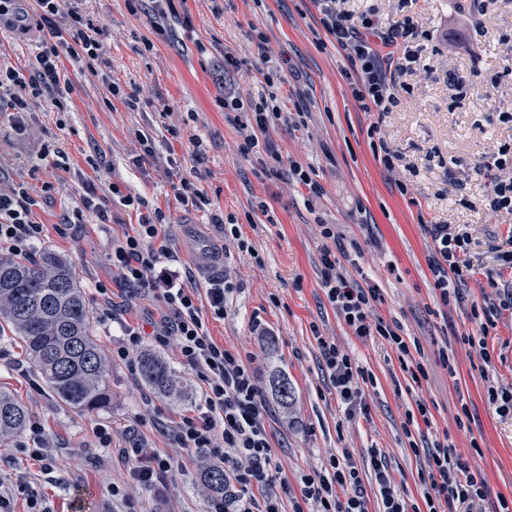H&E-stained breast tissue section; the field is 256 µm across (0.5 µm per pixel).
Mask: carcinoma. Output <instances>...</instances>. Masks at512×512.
Wrapping results in <instances>:
<instances>
[{"mask_svg": "<svg viewBox=\"0 0 512 512\" xmlns=\"http://www.w3.org/2000/svg\"><path fill=\"white\" fill-rule=\"evenodd\" d=\"M0 330L22 339L29 363L61 405L77 412L107 406L109 364L76 266L66 255L44 248L36 258H0ZM139 374L161 395H182L175 373L158 356H144ZM271 384L283 403L292 399L287 377L276 374ZM28 419L26 408L0 390V444L20 434Z\"/></svg>", "mask_w": 512, "mask_h": 512, "instance_id": "carcinoma-1", "label": "carcinoma"}]
</instances>
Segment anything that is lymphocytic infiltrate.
<instances>
[{
	"label": "lymphocytic infiltrate",
	"mask_w": 512,
	"mask_h": 512,
	"mask_svg": "<svg viewBox=\"0 0 512 512\" xmlns=\"http://www.w3.org/2000/svg\"><path fill=\"white\" fill-rule=\"evenodd\" d=\"M37 2L43 21L63 42L43 51L37 71L27 77L0 62V103L13 108L24 106L26 97H51L58 92L60 51L89 63L100 58L98 30L85 23L77 10L60 12L59 0ZM336 2L317 0L320 23L330 44L344 51L356 76L352 84L355 100L366 112L391 111L396 104L391 91L395 74L416 57L413 46L419 38L417 28L407 20L384 30L373 19L358 20L338 10ZM218 103L233 111L232 121L239 126L243 138V153H250L258 144H270L269 130L278 112L267 101L255 104L248 119L238 115L234 100L224 96ZM490 166L498 175L486 197V208L494 215L512 214V146H501ZM34 205L23 185L0 189V256L31 254L43 233L42 225L33 219ZM427 231L432 246L426 263L437 304L444 311L465 300L462 285L464 273L470 268V239L445 224L428 225ZM321 235L324 292L337 316L354 336H374L384 341L413 382L427 379L428 370L417 358L418 341L404 336L398 323L375 315L380 300L377 289L363 287L351 279L346 267L351 257L338 226L323 225ZM157 237L156 222L145 216L134 233L112 244L109 260L118 277L132 287L151 285L167 313L152 333H144L139 326L118 321L111 290L99 288L103 301L101 320L119 322L121 330L107 357L132 370L145 339L161 345L174 344L180 363L202 381L204 400L182 416L177 427L178 452L163 454L139 444L119 449V458L129 464L130 475L141 492L154 493L170 473L181 468L183 454L199 451L204 464L224 470V493L210 497L209 512H410L409 495L391 478L387 453L381 448L368 449L362 468L349 456L333 454L319 470L300 474L296 485L281 478V464L267 430L270 404L255 369L239 352L216 343L208 334L197 294L184 285L186 271L173 266L170 248L157 244ZM505 269L512 271V237L498 254L497 268L486 274L497 294L472 305L475 330L462 338L486 362L491 359L487 345L490 330L495 329L502 311H512V289L499 286ZM317 341L345 416L354 418L364 407L365 389L373 378L335 339L321 335ZM15 446L41 468L52 469L54 441L39 420H30ZM422 451L421 486L428 512H487L488 484L480 469L465 461L446 440L433 441ZM364 468L375 479V499L371 502L362 489L360 471Z\"/></svg>",
	"instance_id": "lymphocytic-infiltrate-1"
}]
</instances>
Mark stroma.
I'll list each match as a JSON object with an SVG mask.
<instances>
[{
    "label": "stroma",
    "mask_w": 512,
    "mask_h": 512,
    "mask_svg": "<svg viewBox=\"0 0 512 512\" xmlns=\"http://www.w3.org/2000/svg\"><path fill=\"white\" fill-rule=\"evenodd\" d=\"M78 6L99 31L102 62L61 55L60 104L28 100L24 111L0 108V183L24 185L36 199L34 219L44 224L40 247L74 261L91 308H98L99 284L129 323L160 315L162 305L148 289L125 286L112 271L113 241L138 224L112 186L143 198L164 219L159 236L178 266L190 270L198 304L213 276L235 290L224 317L209 320L210 336L237 350L255 368L263 389L273 375H285L293 389L289 404L271 398V444L289 483L321 467L330 454L349 453L363 462L369 448L389 455L390 473L419 512L421 462L410 442H433L450 434L466 451L478 441L482 454L472 465L484 474L490 501L512 497V414L489 404L479 376L487 367L500 384L512 386V313L503 312L488 337L490 364L467 346H453L456 373L437 365L446 338L474 331L468 307L447 317L433 312L432 278L426 255L432 240L425 227L448 224L469 232L473 270L465 280L469 303L492 289L483 275L495 268L499 250L512 235V217L494 219L484 207L492 171L483 163L500 146L512 145V0H341L354 16L388 28L412 20L420 32L416 58L396 77L392 111L366 112L354 99L344 72L343 51L323 44L316 0H174L171 13L156 19L150 4L130 11L128 0H62ZM26 30L0 26V58L23 75L38 69L52 36L36 0H25ZM458 35L449 47V35ZM230 59L224 82L214 66ZM277 79L281 117L270 129L271 149L242 154L238 128L224 118L218 96L229 94L250 111L267 94L265 75ZM461 77L462 99L448 80ZM119 94H112V87ZM134 98L128 108L125 98ZM153 143V157L141 159L140 136ZM397 155L394 169L381 161L382 147ZM281 162H274L270 151ZM298 162L322 193L309 197L290 172ZM189 176L209 200L185 208L179 180ZM407 192H400V185ZM110 209V221L85 210L86 197ZM79 223H72L74 212ZM341 225L362 256L350 275L378 289L377 315L396 321L417 337L429 377L414 384L397 359L376 338L359 339L337 317L323 290L322 225ZM336 338L368 370L376 384L366 391V413L346 420L336 390L323 369L316 337ZM159 352L188 383L189 396L167 399L150 392L139 375L112 364V400L103 409L79 413L62 406L34 376L20 339H0V388L10 390L38 416L56 439L59 471L40 470L25 454L0 446V479L25 474L49 499L54 512H207L209 489L194 459H185L158 494L113 498L110 487L126 472L111 449L96 447L93 429H112V447L138 440L160 450L176 448L169 429L194 410L202 392L196 374L180 364L174 345L145 343ZM422 396L432 414L414 440L403 432L405 412ZM468 406V428H457L460 406Z\"/></svg>",
    "instance_id": "1"
}]
</instances>
